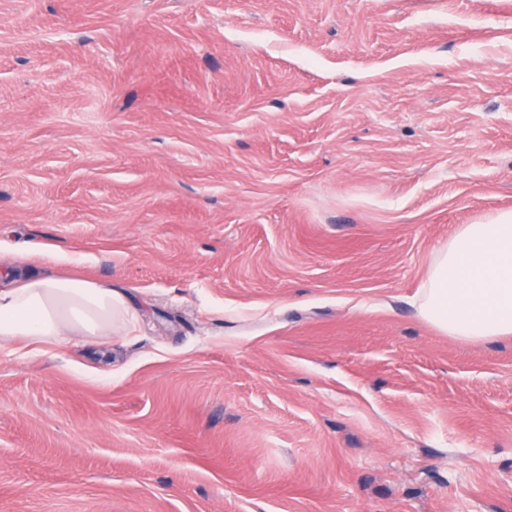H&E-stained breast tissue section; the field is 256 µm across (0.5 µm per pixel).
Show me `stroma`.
<instances>
[{"label": "stroma", "mask_w": 512, "mask_h": 512, "mask_svg": "<svg viewBox=\"0 0 512 512\" xmlns=\"http://www.w3.org/2000/svg\"><path fill=\"white\" fill-rule=\"evenodd\" d=\"M512 213V0H0V261L124 289L0 346V512H512V335L413 298Z\"/></svg>", "instance_id": "obj_1"}]
</instances>
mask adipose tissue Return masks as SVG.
<instances>
[{"instance_id": "obj_1", "label": "adipose tissue", "mask_w": 512, "mask_h": 512, "mask_svg": "<svg viewBox=\"0 0 512 512\" xmlns=\"http://www.w3.org/2000/svg\"><path fill=\"white\" fill-rule=\"evenodd\" d=\"M0 286V345L34 348L101 339L128 316L122 289L60 271L8 270ZM418 316L459 339L512 335V214L461 226L435 253L417 293Z\"/></svg>"}]
</instances>
